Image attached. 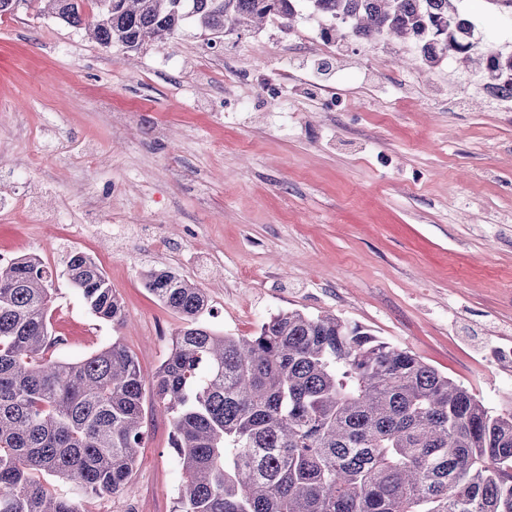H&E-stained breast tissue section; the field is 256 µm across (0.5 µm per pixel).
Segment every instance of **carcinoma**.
<instances>
[{
	"mask_svg": "<svg viewBox=\"0 0 512 512\" xmlns=\"http://www.w3.org/2000/svg\"><path fill=\"white\" fill-rule=\"evenodd\" d=\"M34 1L130 53L190 25L222 38L308 16L327 42L389 37L428 67L451 57L490 88L512 83V52L475 36L463 0ZM64 276L95 317L125 322L92 257L73 252ZM142 280L183 321L149 379L119 339L54 357L52 272L33 253L0 267V512H84L85 496L123 493L147 392L185 474L176 512H512V410L334 314L280 311L234 336L203 322L207 298L178 272ZM48 476L77 493L52 495Z\"/></svg>",
	"mask_w": 512,
	"mask_h": 512,
	"instance_id": "cac0c4a2",
	"label": "carcinoma"
}]
</instances>
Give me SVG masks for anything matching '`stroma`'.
Wrapping results in <instances>:
<instances>
[{"instance_id":"1","label":"stroma","mask_w":512,"mask_h":512,"mask_svg":"<svg viewBox=\"0 0 512 512\" xmlns=\"http://www.w3.org/2000/svg\"><path fill=\"white\" fill-rule=\"evenodd\" d=\"M298 27L296 46L269 25L217 52L190 26L129 55L27 7L0 18V266L35 252L57 275L61 358L117 337L152 376L182 322L142 273L169 268L212 328L333 313L512 410V112L454 60L401 67L394 42L328 51L316 20ZM75 250L123 329L62 280ZM145 427L125 492L86 512H174L171 425Z\"/></svg>"}]
</instances>
